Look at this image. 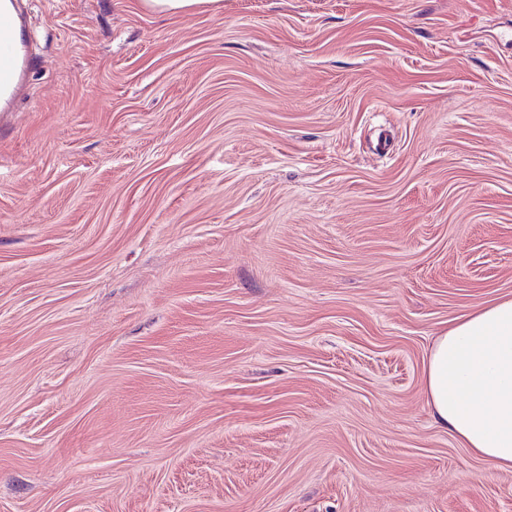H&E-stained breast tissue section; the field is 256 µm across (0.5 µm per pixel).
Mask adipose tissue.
Segmentation results:
<instances>
[{
	"mask_svg": "<svg viewBox=\"0 0 512 512\" xmlns=\"http://www.w3.org/2000/svg\"><path fill=\"white\" fill-rule=\"evenodd\" d=\"M435 421L493 470H512V299L457 319L425 366Z\"/></svg>",
	"mask_w": 512,
	"mask_h": 512,
	"instance_id": "ef3b65f1",
	"label": "adipose tissue"
}]
</instances>
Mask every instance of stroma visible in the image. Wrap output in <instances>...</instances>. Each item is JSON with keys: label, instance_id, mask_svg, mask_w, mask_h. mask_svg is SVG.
I'll return each mask as SVG.
<instances>
[{"label": "stroma", "instance_id": "1", "mask_svg": "<svg viewBox=\"0 0 512 512\" xmlns=\"http://www.w3.org/2000/svg\"><path fill=\"white\" fill-rule=\"evenodd\" d=\"M0 512H512L432 419L512 299V0H23ZM141 4L158 16L184 14L198 9L220 10L222 0H141Z\"/></svg>", "mask_w": 512, "mask_h": 512}]
</instances>
